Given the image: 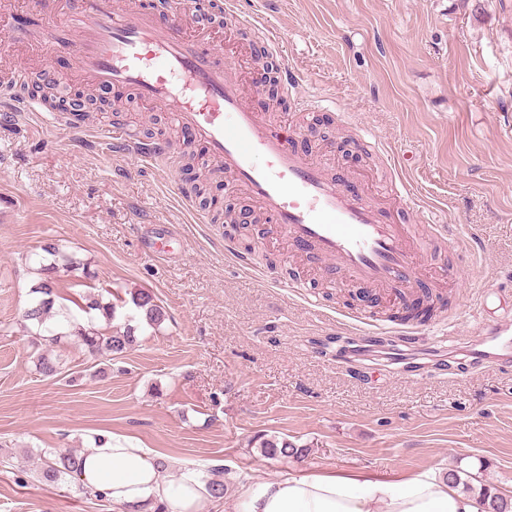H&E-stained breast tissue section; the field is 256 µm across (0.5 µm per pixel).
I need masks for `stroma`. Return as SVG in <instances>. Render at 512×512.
Segmentation results:
<instances>
[{"label": "stroma", "mask_w": 512, "mask_h": 512, "mask_svg": "<svg viewBox=\"0 0 512 512\" xmlns=\"http://www.w3.org/2000/svg\"><path fill=\"white\" fill-rule=\"evenodd\" d=\"M238 6L276 30L300 81L284 110L255 92L256 112L296 128L298 148L362 195L388 203L385 176L409 180L416 206L399 223L442 215L449 231L429 233L422 263L447 309L392 323L388 294L372 307L358 286H331L325 264L288 252L268 221L243 235L215 222L228 204L258 214L228 179L216 178L206 208L179 194V166L108 150L116 122L179 139L169 114L132 92H112L120 112L102 104L68 129L33 112L0 118V512H113L77 479L36 477L38 450L79 451L94 432L219 470L224 496L202 512H237L236 477L261 484L289 471L390 478L457 466L512 485V365L465 355L474 331L512 320V0ZM223 9L213 0V43L265 51L254 31L220 20ZM366 130L382 152L363 145ZM228 240L257 274L225 256ZM51 246L77 263L57 273L61 305L113 303L112 329L137 336L115 359L54 346V378L38 372L20 324ZM141 290L167 313L159 328L133 303ZM273 437L308 452L271 459L259 444Z\"/></svg>", "instance_id": "obj_1"}]
</instances>
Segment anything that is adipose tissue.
I'll return each mask as SVG.
<instances>
[{
	"mask_svg": "<svg viewBox=\"0 0 512 512\" xmlns=\"http://www.w3.org/2000/svg\"><path fill=\"white\" fill-rule=\"evenodd\" d=\"M82 459L81 489L105 493L120 512H201L209 496L201 470L127 438L89 436ZM239 512H488V501L439 473L390 481L301 472L242 487Z\"/></svg>",
	"mask_w": 512,
	"mask_h": 512,
	"instance_id": "adipose-tissue-1",
	"label": "adipose tissue"
}]
</instances>
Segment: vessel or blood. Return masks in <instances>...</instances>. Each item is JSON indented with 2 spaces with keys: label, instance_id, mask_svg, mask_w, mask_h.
Masks as SVG:
<instances>
[{
  "label": "vessel or blood",
  "instance_id": "b4317fda",
  "mask_svg": "<svg viewBox=\"0 0 512 512\" xmlns=\"http://www.w3.org/2000/svg\"><path fill=\"white\" fill-rule=\"evenodd\" d=\"M15 0H0V46L13 40ZM53 17L32 37L45 59L72 63L71 80L100 93L129 89L140 103L170 113L180 144L143 142L115 124L112 144L145 162L204 147L213 173L231 178L260 205L299 251L336 264L341 277L400 295L418 286L415 244L405 224H387L383 210L337 183L322 163L292 143L288 127L266 122L251 106V88L222 49L184 30L206 27V14L150 11L120 0H54ZM0 112H34L47 122L56 109L23 89L22 73L0 80ZM472 360L512 362V326L479 336Z\"/></svg>",
  "mask_w": 512,
  "mask_h": 512
}]
</instances>
